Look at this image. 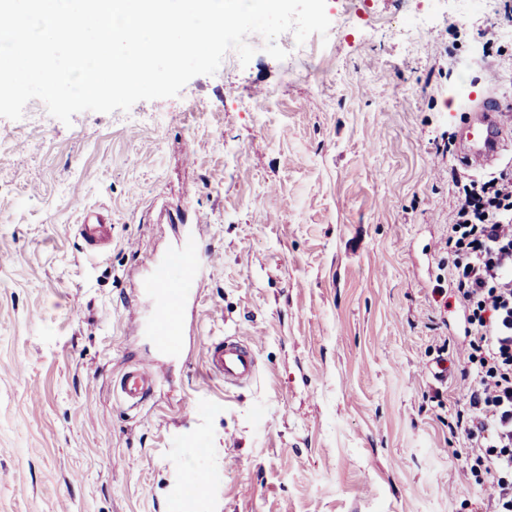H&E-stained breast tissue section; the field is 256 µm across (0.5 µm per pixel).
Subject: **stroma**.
I'll return each instance as SVG.
<instances>
[{
    "label": "stroma",
    "instance_id": "1",
    "mask_svg": "<svg viewBox=\"0 0 512 512\" xmlns=\"http://www.w3.org/2000/svg\"><path fill=\"white\" fill-rule=\"evenodd\" d=\"M413 2L373 0L357 30L328 0L322 83L264 54L126 112L0 117V512H477L448 432L463 319L432 290L452 180L473 174L447 149L458 104L471 82L512 98V0L415 41L397 30ZM78 197L110 218L103 254L81 249ZM198 213L189 356L127 410L111 382L154 353L129 327L143 261ZM222 336L254 346V384L207 375ZM189 400L207 412L185 419ZM197 463L211 497L182 491Z\"/></svg>",
    "mask_w": 512,
    "mask_h": 512
}]
</instances>
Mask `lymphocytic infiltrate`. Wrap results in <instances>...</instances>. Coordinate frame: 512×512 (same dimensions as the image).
I'll return each mask as SVG.
<instances>
[{
	"label": "lymphocytic infiltrate",
	"mask_w": 512,
	"mask_h": 512,
	"mask_svg": "<svg viewBox=\"0 0 512 512\" xmlns=\"http://www.w3.org/2000/svg\"><path fill=\"white\" fill-rule=\"evenodd\" d=\"M454 187L452 287L437 294L463 313L466 402L448 431L464 440L469 471L487 490V512H512V170Z\"/></svg>",
	"instance_id": "1"
}]
</instances>
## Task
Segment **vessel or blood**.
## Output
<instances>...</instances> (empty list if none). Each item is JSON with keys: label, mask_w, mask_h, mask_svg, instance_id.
<instances>
[{"label": "vessel or blood", "mask_w": 512, "mask_h": 512, "mask_svg": "<svg viewBox=\"0 0 512 512\" xmlns=\"http://www.w3.org/2000/svg\"><path fill=\"white\" fill-rule=\"evenodd\" d=\"M468 100L475 117L463 129L459 158L470 169L494 166L504 152L512 150V101L486 90L469 93ZM82 215L78 235L88 254H99L112 237V226L97 210L86 208ZM205 228V218L196 216L177 248L165 257L146 260L149 276L142 291L153 306L148 317L134 320L133 325L136 332L151 336L158 356L179 359L185 353L184 312L196 302L204 282ZM204 364L210 376L223 379L228 387L253 384L259 373L255 348L236 336L209 342ZM158 379L156 362L138 363L113 381L112 391L128 409H137L152 396ZM213 489L214 479L203 469L193 471L184 484L186 494L193 497L210 495Z\"/></svg>", "instance_id": "1"}]
</instances>
